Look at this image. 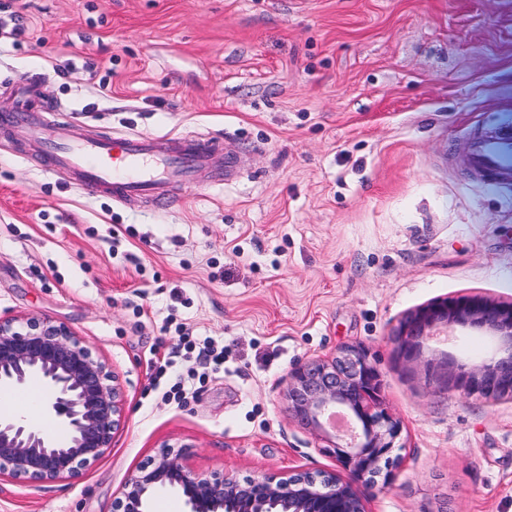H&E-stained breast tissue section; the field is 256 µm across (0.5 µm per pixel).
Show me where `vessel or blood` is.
<instances>
[{
  "label": "vessel or blood",
  "mask_w": 512,
  "mask_h": 512,
  "mask_svg": "<svg viewBox=\"0 0 512 512\" xmlns=\"http://www.w3.org/2000/svg\"><path fill=\"white\" fill-rule=\"evenodd\" d=\"M25 96L10 112L0 114V125L18 131L40 132L54 170L70 173L90 192L101 190L113 201L147 197L169 207L172 182L195 180L201 170L216 164L233 168L235 158L218 160L216 136H191L173 141L163 136L115 133L84 141L73 140L65 123L44 130L40 113L44 105L38 96L42 79L24 76ZM467 164L471 170L496 184L512 183V128L498 127L472 139Z\"/></svg>",
  "instance_id": "vessel-or-blood-1"
}]
</instances>
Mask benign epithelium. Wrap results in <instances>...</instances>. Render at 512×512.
Returning a JSON list of instances; mask_svg holds the SVG:
<instances>
[{
  "label": "benign epithelium",
  "mask_w": 512,
  "mask_h": 512,
  "mask_svg": "<svg viewBox=\"0 0 512 512\" xmlns=\"http://www.w3.org/2000/svg\"><path fill=\"white\" fill-rule=\"evenodd\" d=\"M494 339L498 355L471 366L449 357L428 364L444 391L462 389L489 400L512 398V303L477 296L445 298L409 314L396 341L412 361L427 339L455 328ZM38 381L42 412L65 433L59 440L25 417L0 412V476L18 481L70 477L78 466L100 458L111 446L121 413V395L105 361L66 326L45 318L27 319L22 330L0 319V392L23 391ZM382 380L368 352L358 346L328 358L296 365L287 374L288 413L304 429L334 448L344 475L301 473L276 479L260 475L240 482L227 473L197 474L169 446L132 475L121 489L117 509L150 512L153 498L176 492L185 512H368L364 489L389 477L383 468L397 461L402 426L381 407ZM337 414L352 425L333 434Z\"/></svg>",
  "instance_id": "7a95c632"
}]
</instances>
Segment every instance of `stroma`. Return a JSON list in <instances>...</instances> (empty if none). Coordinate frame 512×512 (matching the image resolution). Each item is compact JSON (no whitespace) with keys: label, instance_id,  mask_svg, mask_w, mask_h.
Instances as JSON below:
<instances>
[{"label":"stroma","instance_id":"obj_1","mask_svg":"<svg viewBox=\"0 0 512 512\" xmlns=\"http://www.w3.org/2000/svg\"><path fill=\"white\" fill-rule=\"evenodd\" d=\"M0 112L44 76L71 137L221 136L240 169L173 183L176 204L113 202L52 172L37 134L0 127V318L65 324L123 409L70 477H0V512H115L164 445L200 473H340L288 414L295 365L365 348L403 425L368 512H512V399L440 391L394 334L446 297L512 302V185L467 165L512 125V0H0ZM224 344L184 402L158 376L181 332ZM454 329L424 358L477 363Z\"/></svg>","mask_w":512,"mask_h":512}]
</instances>
